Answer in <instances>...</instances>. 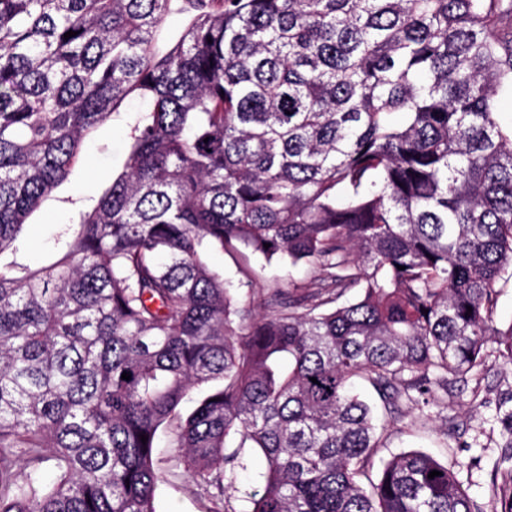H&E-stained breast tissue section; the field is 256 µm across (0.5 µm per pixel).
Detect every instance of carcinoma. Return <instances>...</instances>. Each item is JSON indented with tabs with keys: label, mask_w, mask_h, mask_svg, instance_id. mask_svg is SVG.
<instances>
[{
	"label": "carcinoma",
	"mask_w": 512,
	"mask_h": 512,
	"mask_svg": "<svg viewBox=\"0 0 512 512\" xmlns=\"http://www.w3.org/2000/svg\"><path fill=\"white\" fill-rule=\"evenodd\" d=\"M132 94L60 257L0 265V512H156L162 429L212 499L259 449L250 512H480L420 451L362 485L384 443L351 380L397 415L490 343L512 363V0H0V256ZM215 251L313 277L256 305ZM498 301L493 312V324L497 328L507 329L512 324V269L501 276L496 284Z\"/></svg>",
	"instance_id": "cac0c4a2"
}]
</instances>
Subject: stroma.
Instances as JSON below:
<instances>
[{
    "mask_svg": "<svg viewBox=\"0 0 512 512\" xmlns=\"http://www.w3.org/2000/svg\"><path fill=\"white\" fill-rule=\"evenodd\" d=\"M143 107L137 96H130L112 120L87 135L83 162L31 215V235L16 255L19 263L38 268L53 260L56 227L73 223L78 205L88 197L101 195L123 170L127 158L126 124ZM210 261L223 270L226 279L244 290L276 285L284 288L291 283L304 285L312 277L308 267L269 265L259 258L251 259V272L246 275L240 271L237 257L227 252L211 254ZM481 388L487 399L485 407L470 409L471 395L466 392L450 395L444 403H402L400 416L394 417L378 406V397L370 387L361 386V394L375 404L376 416L387 437L385 447L376 451L369 480H377L392 456L419 450L447 465L482 512H497L499 503L492 469L505 454L506 438L496 419V405L500 399L512 395V364L497 360ZM452 416L456 417L459 429L448 434L443 430V420ZM172 454V449L163 442L155 450L163 476L156 495V512H211L213 505L208 498L182 471L171 469ZM264 469V460L256 449L242 448L240 465L229 476L232 487L225 503L226 512H249L251 495L262 487Z\"/></svg>",
    "mask_w": 512,
    "mask_h": 512,
    "instance_id": "obj_1",
    "label": "stroma"
}]
</instances>
